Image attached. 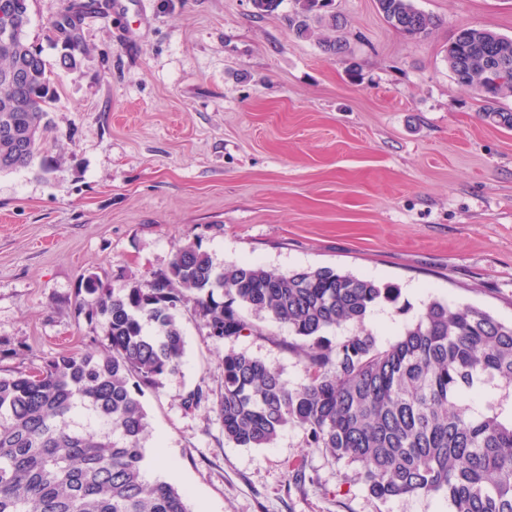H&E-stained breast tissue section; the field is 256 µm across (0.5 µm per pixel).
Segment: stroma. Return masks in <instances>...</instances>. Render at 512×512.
Listing matches in <instances>:
<instances>
[{"label":"stroma","mask_w":512,"mask_h":512,"mask_svg":"<svg viewBox=\"0 0 512 512\" xmlns=\"http://www.w3.org/2000/svg\"><path fill=\"white\" fill-rule=\"evenodd\" d=\"M124 2L78 20L65 65L51 23L69 0H29L27 38L56 100L43 151L0 173L1 369L91 349L104 328L74 311L83 277L118 289L196 241L218 267H330L397 286L365 320L381 345L432 300L512 322V130L480 119L482 98L445 60L462 26L512 37V0H413L437 20L421 38L392 29L377 0H334L340 56L316 18L305 36L290 26L295 0L263 17L251 0ZM255 323L218 344L183 315L180 369L142 398L147 451L166 450L192 512H452L441 495L374 498L301 428L243 448L209 405L185 410L191 390L223 389L230 350L308 383L287 325Z\"/></svg>","instance_id":"obj_1"}]
</instances>
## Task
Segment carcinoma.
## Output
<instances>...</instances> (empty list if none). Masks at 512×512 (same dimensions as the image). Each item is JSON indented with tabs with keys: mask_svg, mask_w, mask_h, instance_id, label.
Wrapping results in <instances>:
<instances>
[{
	"mask_svg": "<svg viewBox=\"0 0 512 512\" xmlns=\"http://www.w3.org/2000/svg\"><path fill=\"white\" fill-rule=\"evenodd\" d=\"M297 30L330 0H296ZM393 29L430 33L434 17L412 0H377ZM445 59L457 81L480 90L484 117L512 129V38L464 27ZM32 64L23 83L8 80ZM55 90L41 52L27 39L0 41V172L25 168L38 153ZM400 289L329 267L279 273L249 263L217 268L199 242L177 250L167 270L116 290L90 275L75 311L105 326L92 351L62 353L37 373L0 374V512H191L188 492L145 468L146 390L178 372L183 308L216 343L257 330L245 312L288 324L309 382L290 388L279 372L244 352L224 354V389L184 398L212 404L224 438L245 448L273 446L289 425L310 448L358 468L380 499L445 493L453 512H512V418L469 401L487 383L512 385V322L433 300L402 337L379 347L362 327ZM355 326L332 343L326 333Z\"/></svg>",
	"mask_w": 512,
	"mask_h": 512,
	"instance_id": "carcinoma-1",
	"label": "carcinoma"
}]
</instances>
